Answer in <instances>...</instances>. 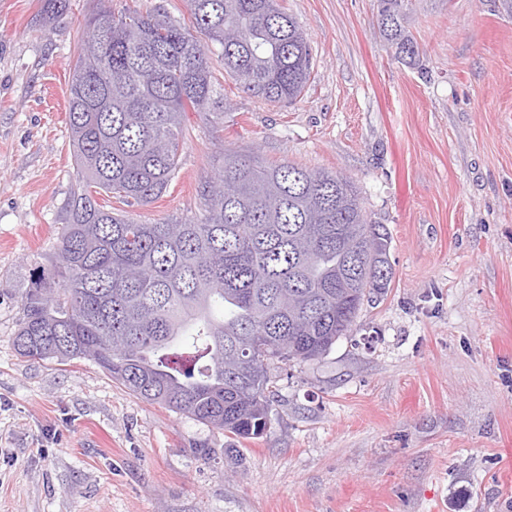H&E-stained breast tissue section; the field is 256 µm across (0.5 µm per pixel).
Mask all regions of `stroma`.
<instances>
[{"label": "stroma", "mask_w": 512, "mask_h": 512, "mask_svg": "<svg viewBox=\"0 0 512 512\" xmlns=\"http://www.w3.org/2000/svg\"><path fill=\"white\" fill-rule=\"evenodd\" d=\"M408 0L398 59L378 0H282L312 47L293 104L225 77L187 113L166 192L198 218L225 154L350 178L393 279L323 358L280 365L266 432L238 439L130 394L97 364L14 349L29 272L74 187L69 70L95 0L48 20L0 0V512H512V15Z\"/></svg>", "instance_id": "1"}]
</instances>
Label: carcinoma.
Segmentation results:
<instances>
[{
  "label": "carcinoma",
  "instance_id": "1",
  "mask_svg": "<svg viewBox=\"0 0 512 512\" xmlns=\"http://www.w3.org/2000/svg\"><path fill=\"white\" fill-rule=\"evenodd\" d=\"M69 85L76 184L49 267L21 292L23 357L88 359L129 393L222 429L262 435L271 367L326 355L393 278L386 227L348 178L254 154H226L200 188L201 219L143 224L97 200L148 204L179 167L187 112L224 115L208 47L161 9L118 16L97 0ZM398 57L414 59L404 0H379ZM224 71L273 104L295 102L312 49L280 0H188ZM70 0H41L49 19ZM236 34L227 43L225 31Z\"/></svg>",
  "mask_w": 512,
  "mask_h": 512
}]
</instances>
